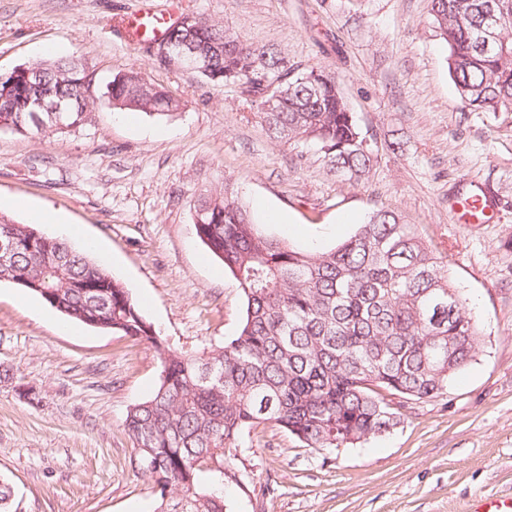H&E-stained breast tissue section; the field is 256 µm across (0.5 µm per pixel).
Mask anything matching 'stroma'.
Returning <instances> with one entry per match:
<instances>
[{
  "label": "stroma",
  "mask_w": 512,
  "mask_h": 512,
  "mask_svg": "<svg viewBox=\"0 0 512 512\" xmlns=\"http://www.w3.org/2000/svg\"><path fill=\"white\" fill-rule=\"evenodd\" d=\"M174 12L217 22L290 65L335 72L375 151L358 182L330 172L312 142L269 136L238 86L161 64L130 43L126 17ZM78 59L96 84L136 69L182 103L170 116L96 109L72 131H0V197L78 225L170 347L223 346L240 327L235 279L195 233L194 207L231 185L266 233L322 252L389 208L442 258L480 332L474 360L443 394L404 400L389 432L309 448L270 425L234 457L204 465L232 512H470L512 496V112L465 108L428 0H0V75L48 54ZM492 189L484 224L452 208ZM288 216L285 224L271 216ZM0 282V476L11 512H154L134 461L129 409L161 361L146 342L73 323Z\"/></svg>",
  "instance_id": "stroma-1"
}]
</instances>
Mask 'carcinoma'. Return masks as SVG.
<instances>
[{
    "mask_svg": "<svg viewBox=\"0 0 512 512\" xmlns=\"http://www.w3.org/2000/svg\"><path fill=\"white\" fill-rule=\"evenodd\" d=\"M437 36L448 47V70L472 112L512 111V0H429ZM191 35L201 66L216 85L245 83V101L275 139L312 141L331 169L359 181L373 151L334 72L291 67L277 52L242 41L224 26L198 19ZM85 69L66 57L12 70L4 129L21 135L84 124L99 104L150 115L181 106L165 88L129 70L90 99L78 95ZM280 96L267 110V92ZM62 111L35 122L30 102ZM201 242L224 263L245 300L236 335L200 354L171 350L146 335V319L129 289L63 239L48 249L22 248L5 280L42 296L66 317L151 345L161 360L159 386L127 413L124 427L142 473L160 492L158 512H230L201 485L207 460H227L241 435L271 423L310 448L354 444L396 424L393 396L428 400L475 357L480 334L438 257L392 210L372 212L335 247L310 253L261 231L234 188L201 199ZM29 226L0 215V239H27ZM106 290L103 307L85 286Z\"/></svg>",
    "mask_w": 512,
    "mask_h": 512,
    "instance_id": "cac0c4a2",
    "label": "carcinoma"
}]
</instances>
